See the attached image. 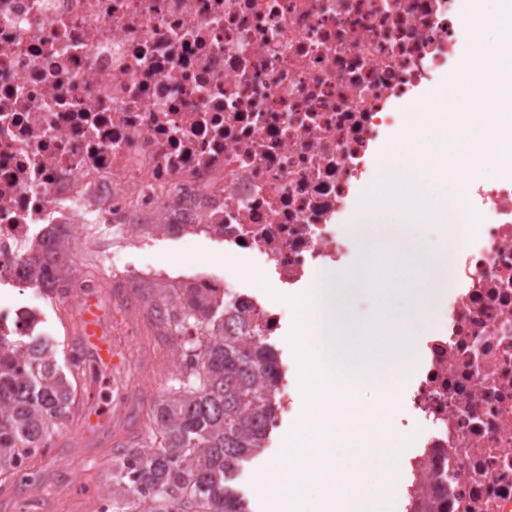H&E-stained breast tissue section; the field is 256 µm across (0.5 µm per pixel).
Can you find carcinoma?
I'll use <instances>...</instances> for the list:
<instances>
[{
    "label": "carcinoma",
    "mask_w": 512,
    "mask_h": 512,
    "mask_svg": "<svg viewBox=\"0 0 512 512\" xmlns=\"http://www.w3.org/2000/svg\"><path fill=\"white\" fill-rule=\"evenodd\" d=\"M67 242L29 246L27 283L40 288L74 275ZM135 293L151 306L158 329L182 336L202 330L191 345L185 375L151 409L154 428L112 460L117 512H250L233 486L266 447L278 403L277 354L251 326L245 306L213 302L210 289L137 280ZM184 306L170 316L172 296ZM174 321H169V318ZM85 375L73 349L60 353L50 336L0 335V497L37 484L26 459L46 447L72 413Z\"/></svg>",
    "instance_id": "obj_1"
}]
</instances>
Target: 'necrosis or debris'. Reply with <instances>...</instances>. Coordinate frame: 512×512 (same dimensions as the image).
Instances as JSON below:
<instances>
[{"label": "necrosis or debris", "mask_w": 512, "mask_h": 512, "mask_svg": "<svg viewBox=\"0 0 512 512\" xmlns=\"http://www.w3.org/2000/svg\"><path fill=\"white\" fill-rule=\"evenodd\" d=\"M466 0H0V284L49 228L79 246L89 215L113 236H203L288 287L340 270L354 194L379 150L459 74ZM479 229L456 246L452 293L428 312L404 394L406 512H512V179L466 184ZM263 335L282 316L238 275ZM43 291L0 308L33 335Z\"/></svg>", "instance_id": "4bbe7bcc"}]
</instances>
